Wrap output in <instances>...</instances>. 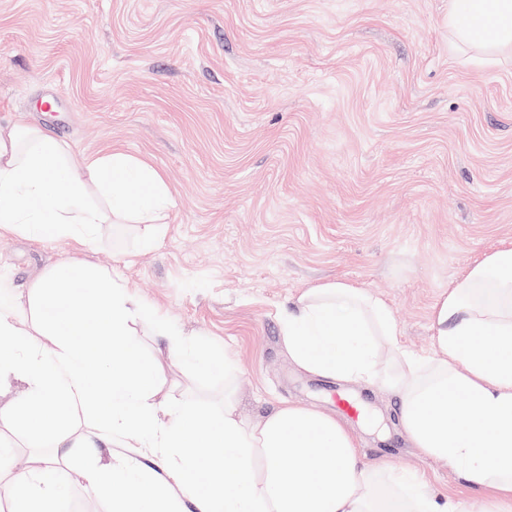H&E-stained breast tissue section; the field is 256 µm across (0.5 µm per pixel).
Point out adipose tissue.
<instances>
[{
  "label": "adipose tissue",
  "mask_w": 512,
  "mask_h": 512,
  "mask_svg": "<svg viewBox=\"0 0 512 512\" xmlns=\"http://www.w3.org/2000/svg\"><path fill=\"white\" fill-rule=\"evenodd\" d=\"M463 14L471 22L454 28L457 42L488 51L512 47V0H450L449 19ZM68 154L66 142L38 127L0 125V230L86 241L108 216L119 224L167 222L175 201L148 162L115 150L70 169ZM95 193L109 210L92 203ZM87 280L97 284L93 293L81 288ZM31 295L40 317L36 341L0 303V380L28 385L16 413H1L0 421L19 419L33 430L51 421L61 445L75 411L88 410L118 447L147 448L163 458L165 475L154 480L130 457L72 471L51 460L13 480L8 495L15 512H68L59 491L67 478L111 495L112 512H180L184 496L197 512H457L414 474L369 462L357 433L325 411L288 403L249 421L229 388L206 418L160 400L158 371L136 350V325L157 327L184 365H196L202 348L143 305L125 280L71 261L36 279ZM432 323L433 357L400 350L396 366L382 369L374 359L377 339L394 344L399 336L388 303L336 280L300 294L281 333L307 372L393 394L414 447L512 512V245L454 279ZM78 325L91 328L110 362L75 339ZM202 447L213 456L201 459ZM205 464L211 482L203 487L198 473Z\"/></svg>",
  "instance_id": "1"
}]
</instances>
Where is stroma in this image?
<instances>
[{
  "label": "stroma",
  "mask_w": 512,
  "mask_h": 512,
  "mask_svg": "<svg viewBox=\"0 0 512 512\" xmlns=\"http://www.w3.org/2000/svg\"><path fill=\"white\" fill-rule=\"evenodd\" d=\"M0 124L38 126L71 163L120 149L148 160L176 202L155 249L143 224L99 225L91 241L0 233V291L31 329L30 285L79 260L128 281L235 362L241 414L284 403L334 411L360 397L352 428L372 462L417 472L462 512L497 500L413 448L396 401L299 368L280 333L294 298L348 280L385 299L408 353L432 356L431 314L449 282L512 243V49L456 43L448 0H0ZM136 341L161 394L212 413L224 372L191 370L148 329ZM78 412L71 466L112 459ZM8 487L48 437L0 424Z\"/></svg>",
  "instance_id": "stroma-1"
}]
</instances>
